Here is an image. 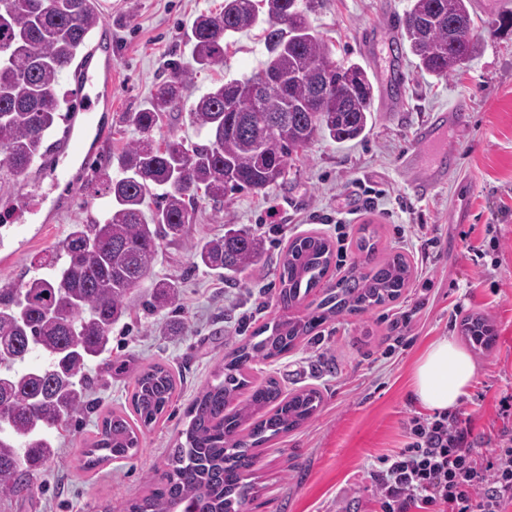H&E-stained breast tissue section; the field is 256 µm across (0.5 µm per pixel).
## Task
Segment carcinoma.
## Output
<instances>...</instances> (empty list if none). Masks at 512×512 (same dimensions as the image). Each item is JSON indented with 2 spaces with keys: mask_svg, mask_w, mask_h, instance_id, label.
Listing matches in <instances>:
<instances>
[{
  "mask_svg": "<svg viewBox=\"0 0 512 512\" xmlns=\"http://www.w3.org/2000/svg\"><path fill=\"white\" fill-rule=\"evenodd\" d=\"M470 7L471 0H408L398 42L415 57L417 72L446 80L479 56ZM314 10L315 0H224L220 13L197 17L183 32L191 61L175 65L170 81L123 115L141 138L117 156L118 175L99 177L109 198L104 218L72 225L39 264L47 273L0 288V496L31 493L56 454V433L96 409L88 370L111 356L112 327L139 306L157 311L178 298L174 280L141 292L162 242H183L195 267L226 281L257 269L264 240L254 230L230 225L217 238H187L199 192L218 201L245 189L268 190L284 181L292 156L316 139L344 143L365 133L373 84L359 64L333 58L310 19ZM100 21L97 0H0V180L25 173L50 150V134L73 108V93H59L60 78ZM261 25L270 56L251 74L214 84L189 111L206 143L187 146L171 133L154 144V133L179 110L181 86L196 71L224 66L226 40ZM264 75L274 80L256 95ZM321 83L330 94L317 103ZM356 249L364 256L361 267L324 288L311 312L290 315L328 276L334 249L318 233L288 243L276 294L282 314L224 355L188 406L164 469L125 512H243L255 494L246 481L254 449L304 425L322 401L314 388L286 395L273 378L252 385L251 365L287 353L332 318L398 301L412 278L405 255L391 252L377 261L376 243L365 236ZM461 332L486 346L493 329L473 314ZM34 354L42 365L29 364ZM176 389L167 366L142 368L132 414L114 411L102 419L80 450L82 469L136 456L140 436L166 415ZM246 389L247 399L238 401Z\"/></svg>",
  "mask_w": 512,
  "mask_h": 512,
  "instance_id": "obj_1",
  "label": "carcinoma"
}]
</instances>
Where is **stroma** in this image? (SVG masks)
I'll use <instances>...</instances> for the list:
<instances>
[{"mask_svg": "<svg viewBox=\"0 0 512 512\" xmlns=\"http://www.w3.org/2000/svg\"><path fill=\"white\" fill-rule=\"evenodd\" d=\"M98 3L112 64L97 71V124L69 113L52 137L70 135L80 152L36 160L26 173L0 183V288L36 274L39 257L65 238L70 225L102 218L108 201L96 175L116 172L117 154L139 138L123 113L170 79L173 61L189 59L183 28L224 7V0ZM406 6L407 0H318L311 18L334 58L362 63V33ZM474 21L482 51L471 66L445 80L424 79L408 68L400 111L375 112L364 139L315 142L292 161L286 181L265 192L243 191L221 202L197 198L189 239L223 235L228 224L256 230L265 244L261 270L233 285L193 267L184 244L163 242L152 277L179 280L178 300L157 312L136 309L113 327L112 363L92 372L95 412L79 415L60 436L57 457L38 476L39 489L0 497V512H123L127 501L146 494L211 372L278 315V260L289 241L311 231L334 242L331 278L353 270L364 226L376 235L378 257L402 252L414 273L398 301L329 321L316 340L253 364L252 381L276 378L287 394L315 388L322 402L301 428L258 448L252 475L258 496L245 512H381L370 473L407 445L406 423L423 413L409 396L413 364L433 340L460 336L463 316H486L494 336L490 347H467L477 371L459 408L472 418L473 437L484 441L512 422V30L497 31L481 13ZM267 55L261 30L236 36L224 49L223 67L193 74L166 129L204 143L189 123L190 105L215 82L251 74ZM458 99L469 110L465 127L448 133L459 143L457 167L418 195L402 158L418 150L416 133L433 110ZM341 204L356 215L339 235L333 221ZM421 224L436 239L426 250L416 237ZM480 242L499 246V264L470 253V245ZM117 362L124 371L114 370ZM153 363L167 364L178 381L169 415L144 434L134 459L82 471L84 440L105 414L129 409L136 369Z\"/></svg>", "mask_w": 512, "mask_h": 512, "instance_id": "1", "label": "stroma"}]
</instances>
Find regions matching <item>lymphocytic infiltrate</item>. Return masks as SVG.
<instances>
[{"label":"lymphocytic infiltrate","mask_w":512,"mask_h":512,"mask_svg":"<svg viewBox=\"0 0 512 512\" xmlns=\"http://www.w3.org/2000/svg\"><path fill=\"white\" fill-rule=\"evenodd\" d=\"M406 448L373 473L381 512H512V429L498 434L497 461L479 462L460 415L411 418Z\"/></svg>","instance_id":"f902f5d3"}]
</instances>
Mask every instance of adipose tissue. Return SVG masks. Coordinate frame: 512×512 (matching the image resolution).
Returning <instances> with one entry per match:
<instances>
[{"mask_svg": "<svg viewBox=\"0 0 512 512\" xmlns=\"http://www.w3.org/2000/svg\"><path fill=\"white\" fill-rule=\"evenodd\" d=\"M475 374L472 355L454 338L432 341L414 365L410 396L434 413L453 410L468 394Z\"/></svg>", "mask_w": 512, "mask_h": 512, "instance_id": "obj_1", "label": "adipose tissue"}]
</instances>
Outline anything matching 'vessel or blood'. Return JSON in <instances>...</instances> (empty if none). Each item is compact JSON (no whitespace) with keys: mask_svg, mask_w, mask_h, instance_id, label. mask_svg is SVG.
I'll list each match as a JSON object with an SVG mask.
<instances>
[{"mask_svg":"<svg viewBox=\"0 0 512 512\" xmlns=\"http://www.w3.org/2000/svg\"><path fill=\"white\" fill-rule=\"evenodd\" d=\"M395 29L392 21L369 29L363 37V48L367 55L379 65L382 87V107L384 110L398 109L405 92V69L400 55L393 53ZM467 107L458 100L433 114L431 120L417 132L420 144L434 147L433 160L425 166L414 169V185L419 192L431 191L442 183L449 171L453 170L454 147L450 146L446 135L449 128L457 126Z\"/></svg>","mask_w":512,"mask_h":512,"instance_id":"b4317fda","label":"vessel or blood"}]
</instances>
